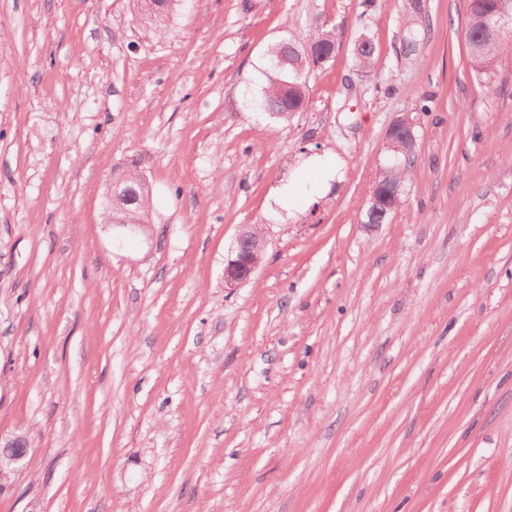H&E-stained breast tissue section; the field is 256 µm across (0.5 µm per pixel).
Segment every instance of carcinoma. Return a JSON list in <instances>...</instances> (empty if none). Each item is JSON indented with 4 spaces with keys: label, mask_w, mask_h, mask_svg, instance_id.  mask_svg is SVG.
Segmentation results:
<instances>
[{
    "label": "carcinoma",
    "mask_w": 512,
    "mask_h": 512,
    "mask_svg": "<svg viewBox=\"0 0 512 512\" xmlns=\"http://www.w3.org/2000/svg\"><path fill=\"white\" fill-rule=\"evenodd\" d=\"M181 0H157L158 11L140 13V23L162 36L167 31L171 15L178 9ZM512 19V0H469L467 20L462 36L468 50L467 65L479 78L487 74L489 64L497 57L512 53V28L497 34L488 26L499 19ZM336 52L334 30L326 24L318 23L308 33L294 41L279 40L267 50V66L273 72L261 91L249 97L252 111L275 115L286 119L294 112L304 111L307 105L306 68L325 67ZM290 63L279 65L280 58ZM355 62L359 69L367 72L374 66V46L368 35L362 33L355 43ZM415 155L410 144L400 141L397 147L387 151V164L376 181L372 196L383 199L388 188L403 187L411 171L413 162L405 161V155ZM125 183L128 197L127 208L132 211L130 218L140 219L150 210V197L142 196L137 179L139 173L130 171ZM403 192H398L397 200H389L379 206L368 204L364 223L384 224L402 203Z\"/></svg>",
    "instance_id": "cac0c4a2"
}]
</instances>
